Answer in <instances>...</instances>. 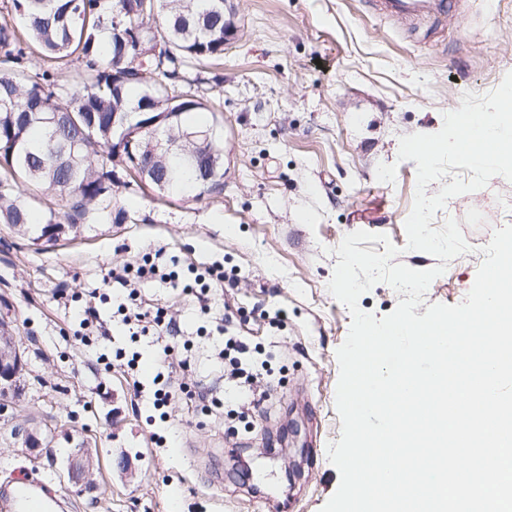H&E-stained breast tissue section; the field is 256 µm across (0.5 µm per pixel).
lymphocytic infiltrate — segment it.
I'll return each instance as SVG.
<instances>
[{"label": "lymphocytic infiltrate", "instance_id": "f902f5d3", "mask_svg": "<svg viewBox=\"0 0 512 512\" xmlns=\"http://www.w3.org/2000/svg\"><path fill=\"white\" fill-rule=\"evenodd\" d=\"M109 276L120 288L122 301L118 312L122 324L131 335L150 338L159 348L164 370L153 380L150 398L154 410L166 414L173 401L182 400L198 416L210 417L218 410H225L224 433L228 437H237L243 428L255 430L253 417L269 383L245 365L254 351V339L241 333V326L247 320L243 308L225 306L224 321L217 327L220 340L216 357L224 364L227 389L225 396L219 398L187 382L186 377L194 368L190 340L183 338L168 305L142 293L144 285L151 283L178 289L184 295L195 297L201 312L207 314L216 291L228 280L223 267L214 264L185 267L180 256L161 247L145 253L122 270L110 271Z\"/></svg>", "mask_w": 512, "mask_h": 512}]
</instances>
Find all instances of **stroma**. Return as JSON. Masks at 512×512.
Instances as JSON below:
<instances>
[{"mask_svg": "<svg viewBox=\"0 0 512 512\" xmlns=\"http://www.w3.org/2000/svg\"><path fill=\"white\" fill-rule=\"evenodd\" d=\"M229 2L238 32L221 64L189 72L207 105L198 123L223 137L221 189L201 200L163 197L124 171L110 219L54 242L0 224V321L24 352L12 422L41 442L33 457L0 439V478L18 466L38 470L64 512H166L173 491L179 512H321L339 485L327 446L341 437L336 351L351 326L327 288L333 250L365 230L400 247L398 262L436 266L432 255L405 248L416 163L399 161V139L438 132L464 93L487 94L512 71V0H464L452 21L414 24L377 14L368 0ZM382 163L396 164L394 182L377 181ZM449 218L471 250L432 281L419 316L465 299L494 229L512 224V183L496 176L451 198L433 228ZM159 247L235 270L230 297L250 311L249 335L272 345L251 360L276 381L259 409L263 434L226 439L222 418L198 423L178 401L168 412L184 428L171 435L134 395V382L151 384L161 369L155 346L130 339L112 302L99 304L98 324L82 326L85 295L112 292L107 270ZM144 293L170 305L193 337L194 380L223 387L210 340L197 336L214 330L221 307L205 315L171 289ZM277 310L285 321L273 329L266 317ZM120 350L139 353L137 371L98 363ZM155 436L163 447L153 448ZM81 442L97 452L91 490L63 467Z\"/></svg>", "mask_w": 512, "mask_h": 512, "instance_id": "1", "label": "stroma"}]
</instances>
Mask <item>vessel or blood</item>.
Here are the masks:
<instances>
[{"instance_id": "b4317fda", "label": "vessel or blood", "mask_w": 512, "mask_h": 512, "mask_svg": "<svg viewBox=\"0 0 512 512\" xmlns=\"http://www.w3.org/2000/svg\"><path fill=\"white\" fill-rule=\"evenodd\" d=\"M385 14L412 20L425 15L455 17L459 0H373ZM62 501L31 470L17 469L0 480V512H58Z\"/></svg>"}]
</instances>
